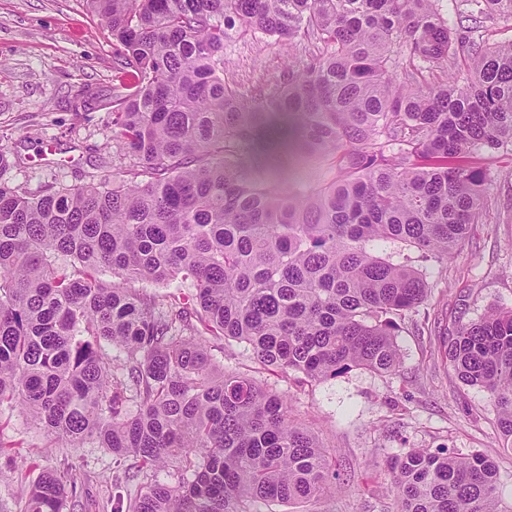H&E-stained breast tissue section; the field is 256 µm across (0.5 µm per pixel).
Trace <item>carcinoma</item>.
<instances>
[{
    "label": "carcinoma",
    "instance_id": "1",
    "mask_svg": "<svg viewBox=\"0 0 512 512\" xmlns=\"http://www.w3.org/2000/svg\"><path fill=\"white\" fill-rule=\"evenodd\" d=\"M86 2L121 47L112 135L138 181L39 195L0 182V404L67 448L108 449L115 483L136 488L112 512L319 497L341 481L328 450L282 396L216 373L205 336L309 381L398 371L396 319L428 283L371 246L444 260L478 223L485 174L464 158L512 143V41L490 46L482 29L512 23V0H460L456 30L438 0ZM242 27L314 47L261 107L224 85V41ZM459 49L463 75L423 79ZM284 154L314 165L307 183L270 184ZM446 357L488 393L512 449V309L461 326ZM169 467L176 479L159 480ZM389 468L398 512H512L482 453L413 448ZM80 495L45 471L25 512Z\"/></svg>",
    "mask_w": 512,
    "mask_h": 512
}]
</instances>
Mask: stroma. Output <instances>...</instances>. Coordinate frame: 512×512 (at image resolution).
<instances>
[{"mask_svg":"<svg viewBox=\"0 0 512 512\" xmlns=\"http://www.w3.org/2000/svg\"><path fill=\"white\" fill-rule=\"evenodd\" d=\"M305 55L295 41L238 31L224 43V83L261 104ZM116 62L112 35L86 0H0V151L11 161L0 180L36 194L93 175L132 179L133 157L110 137ZM471 160L487 172L481 218L447 260L421 263L428 294L400 322L397 373L355 369L302 385L260 369L242 343H213L218 369L249 373L288 399L347 480L319 499L260 503L257 512H397L386 461L411 448L489 455L499 495L512 502V450L495 409L443 357L458 323L512 307V145L478 149ZM68 468L89 495L67 512H112L109 451L59 447L22 409L0 407V512H23L42 472Z\"/></svg>","mask_w":512,"mask_h":512,"instance_id":"35a3bbf8","label":"stroma"}]
</instances>
